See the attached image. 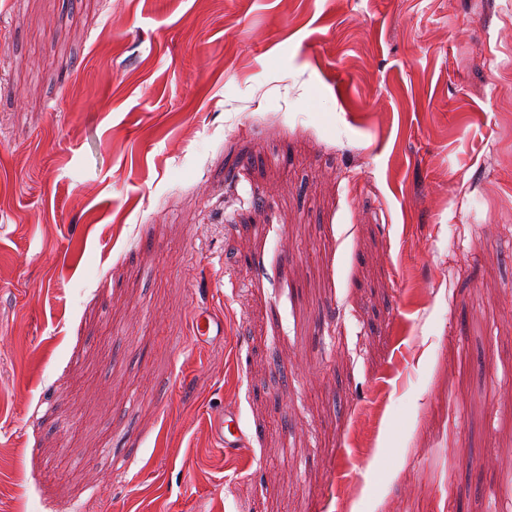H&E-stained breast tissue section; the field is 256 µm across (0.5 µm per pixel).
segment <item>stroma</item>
<instances>
[{
    "instance_id": "1",
    "label": "stroma",
    "mask_w": 512,
    "mask_h": 512,
    "mask_svg": "<svg viewBox=\"0 0 512 512\" xmlns=\"http://www.w3.org/2000/svg\"><path fill=\"white\" fill-rule=\"evenodd\" d=\"M419 506L512 512V0H0V512ZM194 332L198 341L206 340L210 335L221 336L224 325L207 311H198L194 319ZM217 438L224 445V450H233L240 442L242 430L237 416L226 412L222 415L215 428Z\"/></svg>"
}]
</instances>
